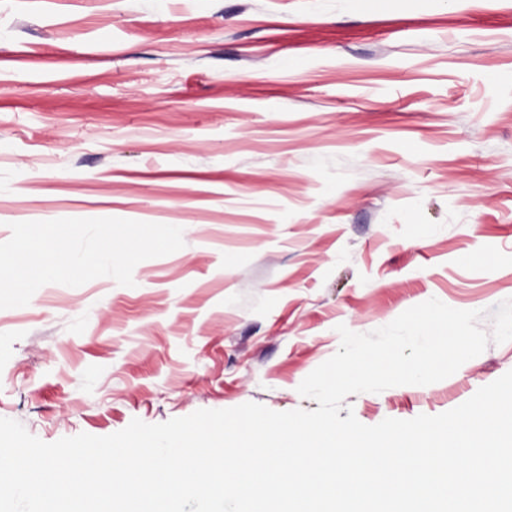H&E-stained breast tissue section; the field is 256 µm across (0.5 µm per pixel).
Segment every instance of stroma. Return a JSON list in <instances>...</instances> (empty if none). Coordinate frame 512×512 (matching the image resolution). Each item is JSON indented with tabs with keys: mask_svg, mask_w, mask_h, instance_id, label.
<instances>
[{
	"mask_svg": "<svg viewBox=\"0 0 512 512\" xmlns=\"http://www.w3.org/2000/svg\"><path fill=\"white\" fill-rule=\"evenodd\" d=\"M176 226L180 250L0 309V417L51 443L199 409L315 410L298 385L430 298H512V0H0L10 224ZM512 370L346 397L437 415Z\"/></svg>",
	"mask_w": 512,
	"mask_h": 512,
	"instance_id": "1",
	"label": "stroma"
}]
</instances>
